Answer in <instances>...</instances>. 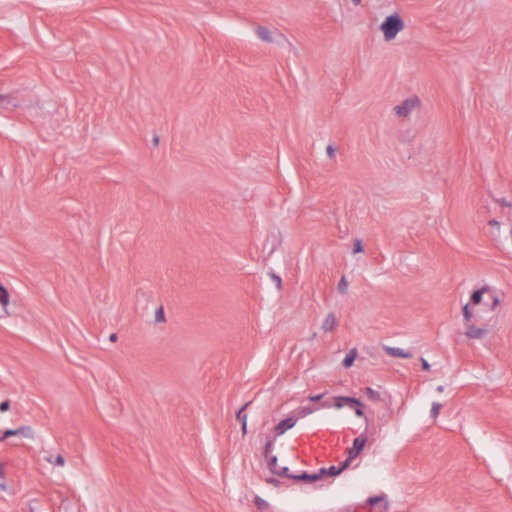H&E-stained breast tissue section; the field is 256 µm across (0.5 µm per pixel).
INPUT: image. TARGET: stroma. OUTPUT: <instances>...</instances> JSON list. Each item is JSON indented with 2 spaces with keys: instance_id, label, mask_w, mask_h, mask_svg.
<instances>
[{
  "instance_id": "35a3bbf8",
  "label": "stroma",
  "mask_w": 512,
  "mask_h": 512,
  "mask_svg": "<svg viewBox=\"0 0 512 512\" xmlns=\"http://www.w3.org/2000/svg\"><path fill=\"white\" fill-rule=\"evenodd\" d=\"M0 512H512V0H0ZM379 418L373 407L336 391L301 403L262 433L258 461L278 484L317 491L353 474L372 451Z\"/></svg>"
}]
</instances>
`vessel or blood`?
I'll return each mask as SVG.
<instances>
[{
  "label": "vessel or blood",
  "instance_id": "vessel-or-blood-1",
  "mask_svg": "<svg viewBox=\"0 0 512 512\" xmlns=\"http://www.w3.org/2000/svg\"><path fill=\"white\" fill-rule=\"evenodd\" d=\"M379 418L373 407L336 391L301 403L262 433L258 461L278 484L317 491L353 474L372 451Z\"/></svg>",
  "mask_w": 512,
  "mask_h": 512
}]
</instances>
